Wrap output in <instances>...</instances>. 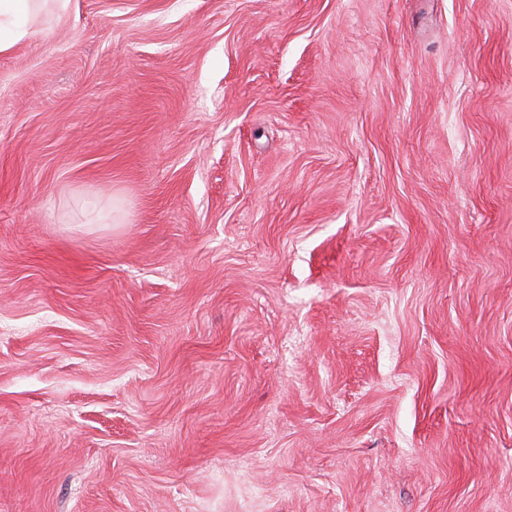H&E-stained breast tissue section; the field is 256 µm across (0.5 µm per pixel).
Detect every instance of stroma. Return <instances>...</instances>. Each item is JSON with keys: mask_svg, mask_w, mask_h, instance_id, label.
<instances>
[{"mask_svg": "<svg viewBox=\"0 0 512 512\" xmlns=\"http://www.w3.org/2000/svg\"><path fill=\"white\" fill-rule=\"evenodd\" d=\"M0 512H512V0L46 6Z\"/></svg>", "mask_w": 512, "mask_h": 512, "instance_id": "obj_1", "label": "stroma"}]
</instances>
